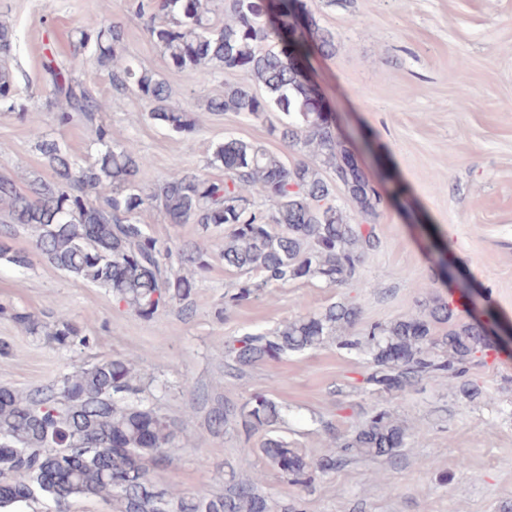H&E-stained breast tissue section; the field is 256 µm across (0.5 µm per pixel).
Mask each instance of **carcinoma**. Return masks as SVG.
I'll return each instance as SVG.
<instances>
[{
    "mask_svg": "<svg viewBox=\"0 0 512 512\" xmlns=\"http://www.w3.org/2000/svg\"><path fill=\"white\" fill-rule=\"evenodd\" d=\"M224 24L210 17L209 0H140L138 13L151 39L175 71L205 68L233 72L246 84L229 86L210 98V112H234L268 123V132L305 159L292 166L264 147L240 139L218 145L211 165L224 168L214 179L194 170L169 175L159 190L139 183L148 159L133 144L112 145V130L97 122L106 105L92 88L72 76V65L91 61L108 70L112 89L133 92L152 120L179 134H191L193 113L171 103L167 81L130 63L116 65L124 40L118 21L85 20L78 29L73 60L45 59L58 124L80 116L94 127L100 150L81 164L55 140L38 148L51 174L27 191L0 175V258L24 269L33 256L58 270L110 291L136 315L154 316L171 303L188 309L196 293L195 274L207 268V253L196 242L179 245L149 234L137 214L147 206L173 224H201L224 234V264L260 279L230 298L247 300L258 289L282 286L305 277L329 285L354 279L364 257L379 247L374 220L382 198L354 162L336 133L331 113L310 82L313 55L330 58L336 35L321 27L303 0H223ZM92 57H81L85 50ZM265 89L259 95L253 90ZM14 83L0 71V103L13 108ZM282 117L273 122L269 113ZM330 169L334 182L323 176ZM342 187L340 204L335 186ZM258 190L274 209H255ZM358 219L346 215L345 207ZM33 237V250L11 244L13 225ZM359 316L357 306L337 302L323 311L299 316L271 333L258 332L224 341V375L290 353L319 348L333 339L364 353L372 365L366 379L380 395L404 393L422 379L459 380L479 355L491 349L473 324H455L456 312L440 297L419 314L375 325L362 336H348ZM13 319L31 335H43L59 350L86 338L70 320L48 324L30 313ZM436 324L448 332L433 335ZM139 357L99 360L64 374L58 383L30 389L0 386V512L41 498L66 506L72 498L102 501L109 512H299L279 506L260 490L268 471L293 483L315 473H334L357 460L394 463L409 438L406 425L386 410L368 416L336 437V449L316 458L292 448L278 429L287 413L273 399L256 393L240 405L228 402L209 412L210 432L220 436L241 421L249 433L265 431L257 451L266 467L248 479L230 472L224 492L187 495L160 488L152 471L169 462L177 448L179 426L146 397L137 368Z\"/></svg>",
    "mask_w": 512,
    "mask_h": 512,
    "instance_id": "1",
    "label": "carcinoma"
}]
</instances>
